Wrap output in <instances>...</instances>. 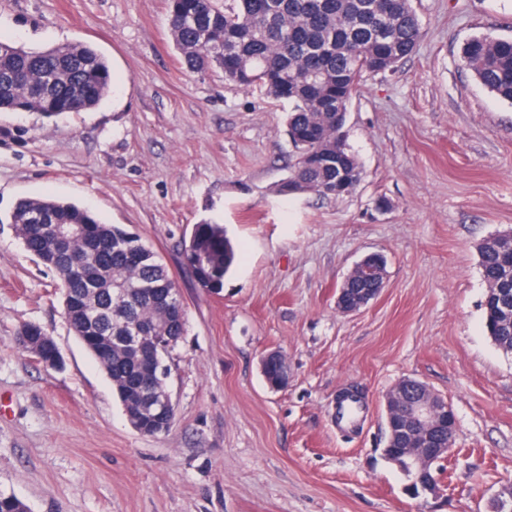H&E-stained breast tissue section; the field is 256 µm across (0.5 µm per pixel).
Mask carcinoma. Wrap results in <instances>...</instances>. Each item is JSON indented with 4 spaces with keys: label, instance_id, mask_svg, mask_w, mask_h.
Masks as SVG:
<instances>
[{
    "label": "carcinoma",
    "instance_id": "carcinoma-1",
    "mask_svg": "<svg viewBox=\"0 0 512 512\" xmlns=\"http://www.w3.org/2000/svg\"><path fill=\"white\" fill-rule=\"evenodd\" d=\"M173 44L194 72L214 67L224 79L281 102L290 110L287 132L295 149L280 193L312 192L341 197L362 179L361 165L347 143L338 113L359 90L367 74L392 71L416 49L421 24L411 0H168ZM475 77L512 103V38L474 36L462 48ZM111 74L106 59L92 46L71 43L44 51H28L0 38V111L35 112L46 119L97 106L107 95ZM49 215L60 224L89 229L87 267L70 268L48 231L32 233L27 225ZM24 249L59 272L62 297L69 303L67 321L79 339L112 346V360L99 361L119 401L144 388L158 392L129 352L125 336L136 322L151 335L180 342L186 326L181 288L160 256L121 224H102L87 209L50 197L19 200L11 215ZM512 245L479 250L481 277L488 288L504 283ZM203 288L219 290L235 263L236 253L217 224L195 226L183 251ZM489 337L512 353V323L500 326L485 313ZM385 456L405 461V432L387 429ZM0 512H27L26 504L0 493Z\"/></svg>",
    "mask_w": 512,
    "mask_h": 512
}]
</instances>
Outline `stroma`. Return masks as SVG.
<instances>
[{
    "mask_svg": "<svg viewBox=\"0 0 512 512\" xmlns=\"http://www.w3.org/2000/svg\"><path fill=\"white\" fill-rule=\"evenodd\" d=\"M422 27L395 70L366 78L347 111L362 165L352 193L277 194L294 160L286 105L185 68L168 0H0V37L28 50L94 45L123 90L53 121L0 112V493L29 512H492L512 483V355L485 334L478 246L512 231V104L462 57L512 37V0H412ZM54 197L139 235L177 279L186 332L167 363L171 429L128 424L70 330L61 276L23 248L19 199ZM199 224L239 257L222 290L182 261ZM387 281L345 314L336 291L365 254ZM56 341L44 369L17 342ZM278 351L288 383L260 359ZM457 418L439 495L418 498L383 456L381 395L402 378ZM353 390L357 428L336 426ZM22 330H27L29 332V336H42L41 343L42 346L51 349L53 352V360L56 367L60 363L61 353L55 342V340L51 336H43L46 332L41 326L38 325H27L24 326ZM29 336H18L19 343L22 345L23 343L29 345V352L38 360H41V347L38 345H34L30 343Z\"/></svg>",
    "mask_w": 512,
    "mask_h": 512,
    "instance_id": "35a3bbf8",
    "label": "stroma"
}]
</instances>
